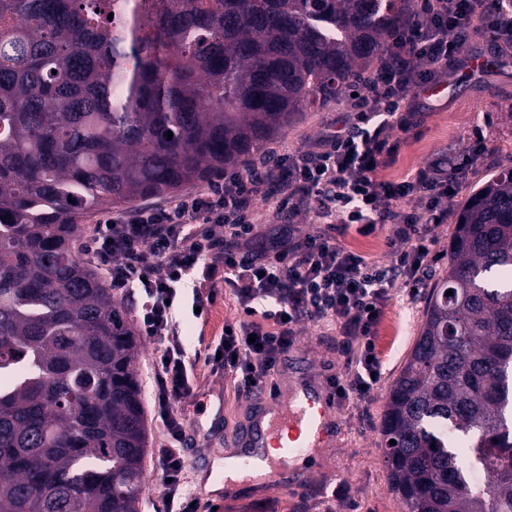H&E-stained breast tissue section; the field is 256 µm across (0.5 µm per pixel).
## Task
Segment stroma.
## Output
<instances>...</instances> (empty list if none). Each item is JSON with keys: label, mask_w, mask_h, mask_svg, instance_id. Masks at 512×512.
Segmentation results:
<instances>
[{"label": "stroma", "mask_w": 512, "mask_h": 512, "mask_svg": "<svg viewBox=\"0 0 512 512\" xmlns=\"http://www.w3.org/2000/svg\"><path fill=\"white\" fill-rule=\"evenodd\" d=\"M418 125L401 141L395 164L386 176L398 179L415 173L438 155L449 165L459 166L455 194L449 199L448 221L433 231L432 250L436 262L422 288L415 293L397 287L391 292L377 327L376 348L382 360V374L369 399H350L336 409V440L331 447L308 451V462L299 471L307 478L305 491L289 494L258 477L239 485L236 494L215 498L216 512H326L336 491H345V512H402L399 499L390 489L383 464L381 417L389 389L400 373L418 335L425 298L448 268V247L458 215L472 195L498 170L512 164V54L506 64L484 71L461 68L447 84L441 97L420 96ZM343 98H336L311 110L299 112L288 126L266 141L259 156H274L307 148L327 125L342 118ZM482 133L484 149L465 160L475 133ZM237 305L218 297L206 325H193L186 343L188 352L219 337L225 322L238 319ZM340 338L334 327L304 325L282 371L294 378L318 381L331 376L346 377L348 369L339 353ZM153 344L142 340L137 371L143 384L144 406L149 427V446L158 448L163 433L156 418V387ZM194 395L181 403L185 418V481L197 484L195 458H223L245 412V398L235 389L231 377L214 371L205 360L194 369Z\"/></svg>", "instance_id": "35a3bbf8"}]
</instances>
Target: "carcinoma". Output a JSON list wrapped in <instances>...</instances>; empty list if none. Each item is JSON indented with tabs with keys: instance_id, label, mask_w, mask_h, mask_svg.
I'll use <instances>...</instances> for the list:
<instances>
[{
	"instance_id": "carcinoma-1",
	"label": "carcinoma",
	"mask_w": 512,
	"mask_h": 512,
	"mask_svg": "<svg viewBox=\"0 0 512 512\" xmlns=\"http://www.w3.org/2000/svg\"><path fill=\"white\" fill-rule=\"evenodd\" d=\"M120 10L0 0V512H138L146 487L138 343L82 219L246 165L418 20L414 0ZM381 434L404 512H512L511 165L459 215Z\"/></svg>"
}]
</instances>
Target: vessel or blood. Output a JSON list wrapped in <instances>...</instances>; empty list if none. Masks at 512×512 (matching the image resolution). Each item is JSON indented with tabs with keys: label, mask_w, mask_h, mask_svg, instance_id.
Listing matches in <instances>:
<instances>
[{
	"label": "vessel or blood",
	"mask_w": 512,
	"mask_h": 512,
	"mask_svg": "<svg viewBox=\"0 0 512 512\" xmlns=\"http://www.w3.org/2000/svg\"><path fill=\"white\" fill-rule=\"evenodd\" d=\"M247 418L234 444L242 448L237 471L263 468L267 479L284 491H303L304 475L285 468V459L312 446H328L336 429V400L328 383L300 380L290 393L262 391L249 400Z\"/></svg>",
	"instance_id": "obj_1"
}]
</instances>
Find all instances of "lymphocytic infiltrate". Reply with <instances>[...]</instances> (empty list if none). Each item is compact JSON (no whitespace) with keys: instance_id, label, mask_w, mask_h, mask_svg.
<instances>
[{"instance_id":"f902f5d3","label":"lymphocytic infiltrate","mask_w":512,"mask_h":512,"mask_svg":"<svg viewBox=\"0 0 512 512\" xmlns=\"http://www.w3.org/2000/svg\"><path fill=\"white\" fill-rule=\"evenodd\" d=\"M512 45V9L502 0H425L416 26L397 29L344 120L311 148L269 158L263 172L223 176L170 207L141 209L98 222L85 243L114 296L140 299L135 317L154 345L155 406L164 440L154 454L166 483V512H194L184 481L185 423L173 401L191 392L179 303L191 273L198 320L221 293L242 315L210 347L207 360L233 378L239 394L262 388L293 348L304 322L334 325L347 358V378L331 377L337 402L368 398L382 368L376 327L394 285H421L431 262L432 227L454 190L444 161L428 162L410 179L383 178L417 115L402 111L426 87L444 82L469 40ZM283 208L260 212L257 200ZM309 213L319 229L297 236L285 214ZM391 225V260L367 261L337 240L349 227L373 233Z\"/></svg>"}]
</instances>
